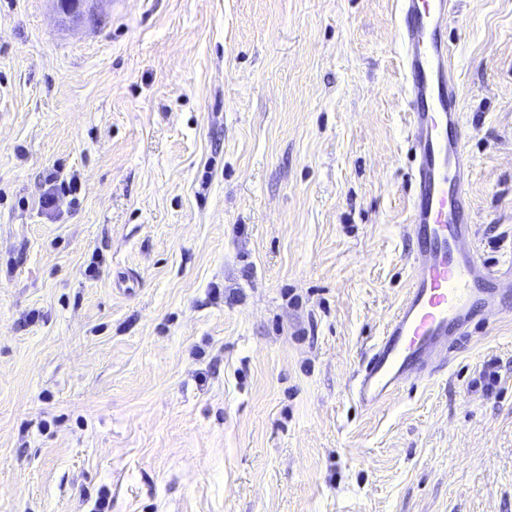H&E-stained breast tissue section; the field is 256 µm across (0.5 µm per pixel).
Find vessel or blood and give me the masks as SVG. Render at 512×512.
I'll return each mask as SVG.
<instances>
[{
    "instance_id": "1",
    "label": "vessel or blood",
    "mask_w": 512,
    "mask_h": 512,
    "mask_svg": "<svg viewBox=\"0 0 512 512\" xmlns=\"http://www.w3.org/2000/svg\"><path fill=\"white\" fill-rule=\"evenodd\" d=\"M454 12L455 0H397L410 106L411 281L355 379L353 395L370 410L444 369L456 337L474 323L512 316V290L473 245L471 158L446 39Z\"/></svg>"
}]
</instances>
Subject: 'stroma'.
<instances>
[{
  "mask_svg": "<svg viewBox=\"0 0 512 512\" xmlns=\"http://www.w3.org/2000/svg\"><path fill=\"white\" fill-rule=\"evenodd\" d=\"M395 2L0 0V512H512V320L352 396L409 287ZM448 39L512 264V0Z\"/></svg>",
  "mask_w": 512,
  "mask_h": 512,
  "instance_id": "stroma-1",
  "label": "stroma"
}]
</instances>
